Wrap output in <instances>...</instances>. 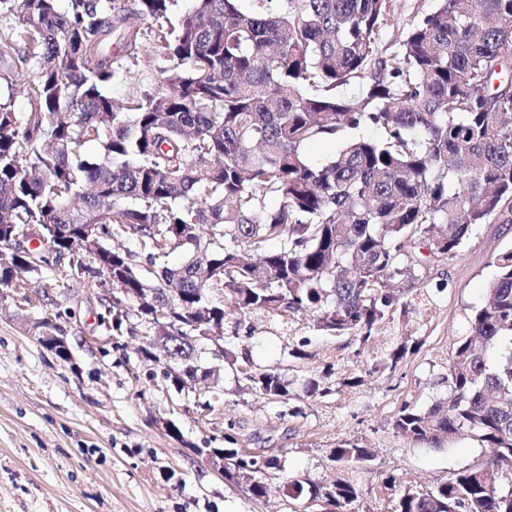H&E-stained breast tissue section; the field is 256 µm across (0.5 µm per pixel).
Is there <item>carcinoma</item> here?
<instances>
[{
  "label": "carcinoma",
  "instance_id": "obj_1",
  "mask_svg": "<svg viewBox=\"0 0 512 512\" xmlns=\"http://www.w3.org/2000/svg\"><path fill=\"white\" fill-rule=\"evenodd\" d=\"M174 0H0V63L37 70L30 108L0 102V258L33 224L79 235L98 225L100 248L82 254L112 281L149 291L100 324L121 336L136 319L168 317V356L201 355L190 337L224 327V300L242 315L305 314L317 330L362 345L414 289L398 281L454 258L472 226L512 224V0H437L389 47L382 34L399 0H194L173 22ZM149 48L161 77L125 103L109 87ZM360 84L347 100L337 89ZM371 125L379 139L346 138ZM340 142L311 163L303 145ZM93 144L96 152L85 147ZM277 206L268 209L265 200ZM166 224V236L154 225ZM134 239L139 251L112 247ZM189 243H184L182 237ZM180 249L184 260L167 262ZM485 305L448 361V398L401 407L393 429L416 447L467 435L485 450L430 490L406 487L395 512H512V249L498 254ZM408 341L383 357L396 367ZM252 387L286 398L278 373ZM224 477L265 493L275 456L224 448ZM349 467L371 450L341 441ZM327 497L357 512L351 478L288 493Z\"/></svg>",
  "mask_w": 512,
  "mask_h": 512
}]
</instances>
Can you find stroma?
<instances>
[{
  "mask_svg": "<svg viewBox=\"0 0 512 512\" xmlns=\"http://www.w3.org/2000/svg\"><path fill=\"white\" fill-rule=\"evenodd\" d=\"M511 248L512 224L475 225L456 257L427 271L416 312L393 313L366 345L325 335L306 315L227 310L235 366L203 355L214 378L184 391L165 380L167 361L139 355L146 330L115 339L100 326V291L68 262L23 275L0 303V512H325L288 494L285 482L347 476L360 512H394L406 484L433 488L484 457L468 437L450 448L413 447L392 423L403 405L423 410L447 397L448 361L466 318L484 302L495 256ZM43 317L64 328L70 360L37 341L30 325ZM406 336L413 351L395 368L382 366L383 351ZM265 370L289 382L288 398L255 393L248 376ZM358 373L363 385L349 386ZM316 382L331 394H312ZM167 420L179 436L164 431ZM342 440L371 448L372 460L352 472L340 466L332 451ZM231 444L277 457L264 498L198 454Z\"/></svg>",
  "mask_w": 512,
  "mask_h": 512,
  "instance_id": "obj_1",
  "label": "stroma"
}]
</instances>
